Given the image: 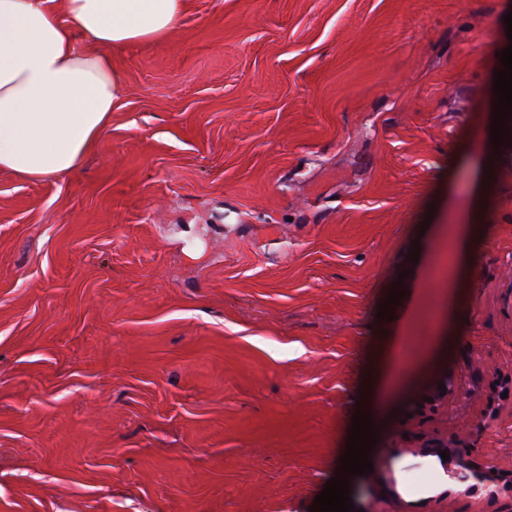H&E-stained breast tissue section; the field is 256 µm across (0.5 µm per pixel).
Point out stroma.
<instances>
[{"label":"stroma","mask_w":512,"mask_h":512,"mask_svg":"<svg viewBox=\"0 0 512 512\" xmlns=\"http://www.w3.org/2000/svg\"><path fill=\"white\" fill-rule=\"evenodd\" d=\"M511 11L188 0L164 40L112 49L83 167L0 171V512H309L385 364L405 376L355 508L512 512V146L490 141ZM476 210L446 349L402 370ZM463 227L456 244L457 270L461 276H465L477 262L475 228L473 224H463Z\"/></svg>","instance_id":"1"}]
</instances>
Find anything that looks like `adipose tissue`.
Masks as SVG:
<instances>
[{"mask_svg":"<svg viewBox=\"0 0 512 512\" xmlns=\"http://www.w3.org/2000/svg\"><path fill=\"white\" fill-rule=\"evenodd\" d=\"M0 0V170L75 173L107 128L122 76L110 49L160 40L187 0Z\"/></svg>","mask_w":512,"mask_h":512,"instance_id":"ef3b65f1","label":"adipose tissue"}]
</instances>
